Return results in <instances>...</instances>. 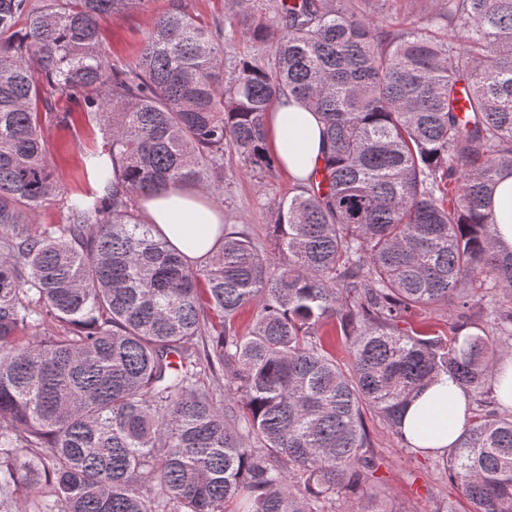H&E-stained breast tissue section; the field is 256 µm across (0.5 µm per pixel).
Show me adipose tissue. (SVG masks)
Listing matches in <instances>:
<instances>
[{
  "mask_svg": "<svg viewBox=\"0 0 512 512\" xmlns=\"http://www.w3.org/2000/svg\"><path fill=\"white\" fill-rule=\"evenodd\" d=\"M265 137L268 151L295 183H307L322 163V119L290 93H282L269 112ZM138 207L187 265L210 260L224 240V212L202 189L173 186L141 196ZM469 418L465 391L443 375L411 400L402 429L411 446L441 453L455 444Z\"/></svg>",
  "mask_w": 512,
  "mask_h": 512,
  "instance_id": "1",
  "label": "adipose tissue"
}]
</instances>
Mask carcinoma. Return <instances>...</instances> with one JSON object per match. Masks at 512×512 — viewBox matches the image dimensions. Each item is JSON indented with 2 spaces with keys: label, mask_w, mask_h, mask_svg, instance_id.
<instances>
[{
  "label": "carcinoma",
  "mask_w": 512,
  "mask_h": 512,
  "mask_svg": "<svg viewBox=\"0 0 512 512\" xmlns=\"http://www.w3.org/2000/svg\"><path fill=\"white\" fill-rule=\"evenodd\" d=\"M145 0H0V497L42 512H387L373 508L364 416L403 436L411 396L447 374L473 416L442 456L468 512H512V410L497 395L512 339V249L488 208L512 174V0H444L394 28L398 0H280L274 61L224 72L223 28L184 0L135 62L104 18ZM105 128L97 189L60 198L42 137L49 92ZM288 91L321 114L324 165L270 204L274 253L230 229L188 267L139 217L170 185L224 193V153L279 168L267 114ZM256 305L251 330L240 309ZM456 315L451 340L409 326ZM49 324L58 331L48 336ZM340 331L342 366L324 328ZM224 372V391L201 382Z\"/></svg>",
  "instance_id": "cac0c4a2"
}]
</instances>
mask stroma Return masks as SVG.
Here are the masks:
<instances>
[{"label": "stroma", "instance_id": "stroma-1", "mask_svg": "<svg viewBox=\"0 0 512 512\" xmlns=\"http://www.w3.org/2000/svg\"><path fill=\"white\" fill-rule=\"evenodd\" d=\"M170 4L171 0H146L134 12L103 20L104 50L109 61L126 65L135 60L154 21L168 11ZM185 5L196 18L224 24L225 66L243 58L263 64L271 62L270 46L241 38L238 29L272 18L274 0H252L248 13L240 16L230 12L226 0H185ZM43 135L49 161L64 194L87 190L92 179L81 168V155L104 141L96 120L79 113L70 128L49 123L44 125ZM224 165L222 207L227 224L247 232L261 251H270L268 202L293 193L294 183L281 170L273 178L262 181L248 176L239 158L230 152L224 155ZM365 424L377 466V479L370 488L376 505L387 508L388 512H433L436 506L451 501L458 512H466L468 504L440 465L438 455L405 450L395 432L375 416H366Z\"/></svg>", "mask_w": 512, "mask_h": 512}]
</instances>
